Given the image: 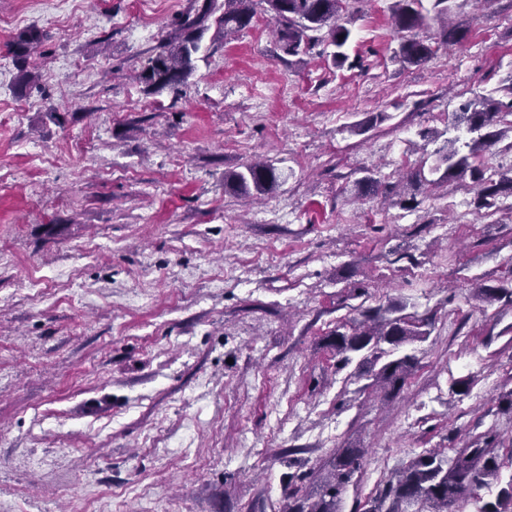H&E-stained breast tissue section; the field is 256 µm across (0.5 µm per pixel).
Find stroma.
<instances>
[{"instance_id":"35a3bbf8","label":"stroma","mask_w":512,"mask_h":512,"mask_svg":"<svg viewBox=\"0 0 512 512\" xmlns=\"http://www.w3.org/2000/svg\"><path fill=\"white\" fill-rule=\"evenodd\" d=\"M394 2L349 4L340 67L324 44L284 54L261 13L229 40L209 26L177 93L141 73L188 0H0V512H282L352 445L340 512H360L492 428L499 477L462 512L512 486V305L470 294L512 273V195L487 216L467 178L412 209L354 194L499 97L512 0H452L467 33L422 66L394 58ZM256 160L285 182L225 192ZM392 301L431 323L393 399L324 345Z\"/></svg>"}]
</instances>
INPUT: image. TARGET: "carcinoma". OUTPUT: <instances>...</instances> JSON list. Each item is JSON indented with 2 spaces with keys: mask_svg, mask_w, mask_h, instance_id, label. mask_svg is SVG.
Wrapping results in <instances>:
<instances>
[{
  "mask_svg": "<svg viewBox=\"0 0 512 512\" xmlns=\"http://www.w3.org/2000/svg\"><path fill=\"white\" fill-rule=\"evenodd\" d=\"M421 0H397L392 14L395 29L403 34L395 56L409 65L421 66L434 54L431 44L413 35L427 19L439 22L444 42L456 41L463 24L448 25L451 0H432L428 17L416 8ZM348 0H224V11L216 14L217 0H190L185 12L171 23L161 50L147 60L141 78L155 89L180 91L195 68V55L205 23L215 18L224 36L249 27L261 12L274 23L279 48L290 56L305 53L319 42L334 47L331 54L335 66H341L347 55L351 30L345 17ZM40 33L31 28L15 37L18 54L25 55L39 43ZM512 113V100L503 103L492 97L476 95L453 112L452 126L463 127L473 137L463 141L448 138L434 150V165L430 172H442L444 181L470 177L476 190V208L490 210L498 196L512 194V168L499 172V179L486 175V170L473 164L471 158L481 149L499 147L512 152V121L504 117ZM283 182L282 172L272 163H251L240 171L224 174V187L234 192L252 190L266 193ZM382 189L379 179L369 174L355 182V195H375ZM474 296L481 301H505L512 304V289L475 284ZM405 306L390 304L385 309L367 311L364 319L351 328V333L338 329L327 337V345L349 364L354 356L361 357L357 372L370 379L367 387L381 390L384 395H396L417 365L415 357L394 356L399 346L421 340L428 332L427 319L404 315ZM495 440L491 431L484 443L474 442L451 456L442 451H428L410 459L395 476L388 480L383 492L369 502L364 512H457L456 504L474 498L477 491L497 478L499 464L494 449L488 444ZM363 448H338L327 462V469L313 491L304 495L294 489L288 493L286 512H339V504L354 474L360 469ZM476 512H512V488L494 502H487Z\"/></svg>",
  "mask_w": 512,
  "mask_h": 512,
  "instance_id": "1",
  "label": "carcinoma"
}]
</instances>
